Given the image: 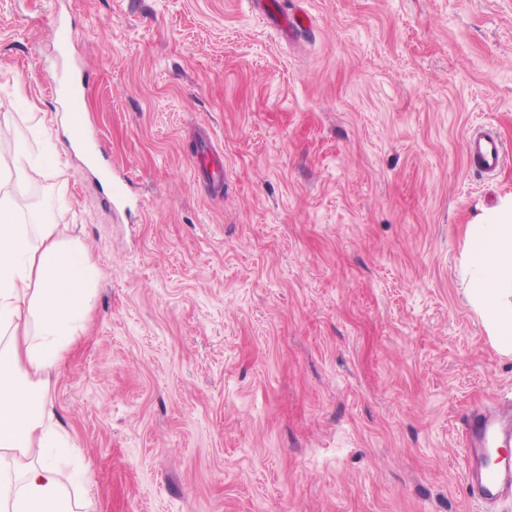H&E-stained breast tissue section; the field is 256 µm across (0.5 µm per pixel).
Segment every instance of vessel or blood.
<instances>
[{
  "label": "vessel or blood",
  "instance_id": "b4317fda",
  "mask_svg": "<svg viewBox=\"0 0 512 512\" xmlns=\"http://www.w3.org/2000/svg\"><path fill=\"white\" fill-rule=\"evenodd\" d=\"M281 0H269L268 12L281 16L289 33L298 35L312 27L306 12L297 9L282 11ZM83 105L77 88L68 91L67 117L77 138H85L82 116ZM466 159L470 167L486 174L495 173L512 158V149L491 132L474 129L466 138ZM192 169L197 177L213 182L224 180L223 168L213 166L209 145H202L192 158ZM512 445V402L498 404L496 410L475 409L461 421L459 447L463 454L466 490L479 503L492 504L512 494V456L505 447Z\"/></svg>",
  "mask_w": 512,
  "mask_h": 512
}]
</instances>
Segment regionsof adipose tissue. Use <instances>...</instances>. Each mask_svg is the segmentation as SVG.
Segmentation results:
<instances>
[{"label": "adipose tissue", "mask_w": 512, "mask_h": 512, "mask_svg": "<svg viewBox=\"0 0 512 512\" xmlns=\"http://www.w3.org/2000/svg\"><path fill=\"white\" fill-rule=\"evenodd\" d=\"M34 167L17 147L0 166V512H94L70 492L75 477L50 405L43 373L61 360L88 310V287L99 276L91 253L66 245L40 212L21 216L14 196ZM467 297L501 351H512V196L470 225L463 248Z\"/></svg>", "instance_id": "ef3b65f1"}]
</instances>
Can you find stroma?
Instances as JSON below:
<instances>
[{"instance_id":"stroma-1","label":"stroma","mask_w":512,"mask_h":512,"mask_svg":"<svg viewBox=\"0 0 512 512\" xmlns=\"http://www.w3.org/2000/svg\"><path fill=\"white\" fill-rule=\"evenodd\" d=\"M292 2L310 36L251 0H0V165L26 143L19 209L100 268L46 377L72 464L96 512H512L468 499L457 446L512 394L459 273L512 195L464 144H512V0ZM84 58L92 162L43 78ZM191 162L195 176L204 177L220 184L224 182V166H212L210 147L206 142L201 144L200 151L192 157Z\"/></svg>"}]
</instances>
